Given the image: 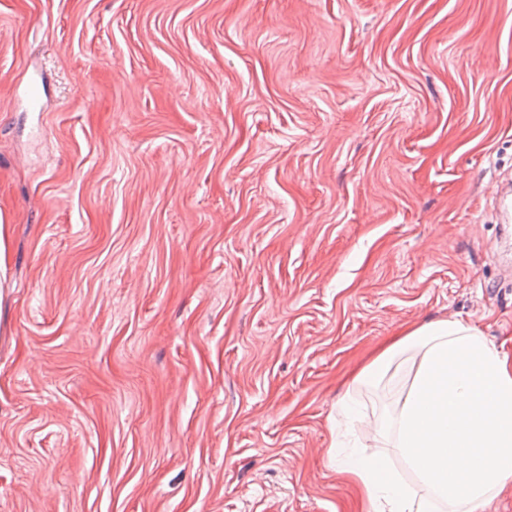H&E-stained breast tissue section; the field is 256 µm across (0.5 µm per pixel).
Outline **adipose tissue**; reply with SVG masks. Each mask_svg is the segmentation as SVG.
Instances as JSON below:
<instances>
[{"instance_id":"obj_1","label":"adipose tissue","mask_w":512,"mask_h":512,"mask_svg":"<svg viewBox=\"0 0 512 512\" xmlns=\"http://www.w3.org/2000/svg\"><path fill=\"white\" fill-rule=\"evenodd\" d=\"M396 365L408 384L381 431L415 485L359 440L334 450L337 470L358 485L364 512H483L512 485V357L476 325L438 319L402 331L354 381L378 384Z\"/></svg>"}]
</instances>
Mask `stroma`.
Returning <instances> with one entry per match:
<instances>
[{"label": "stroma", "mask_w": 512, "mask_h": 512, "mask_svg": "<svg viewBox=\"0 0 512 512\" xmlns=\"http://www.w3.org/2000/svg\"><path fill=\"white\" fill-rule=\"evenodd\" d=\"M507 173L512 0H0V512H361L346 393L413 484L351 374L512 355Z\"/></svg>", "instance_id": "1"}]
</instances>
